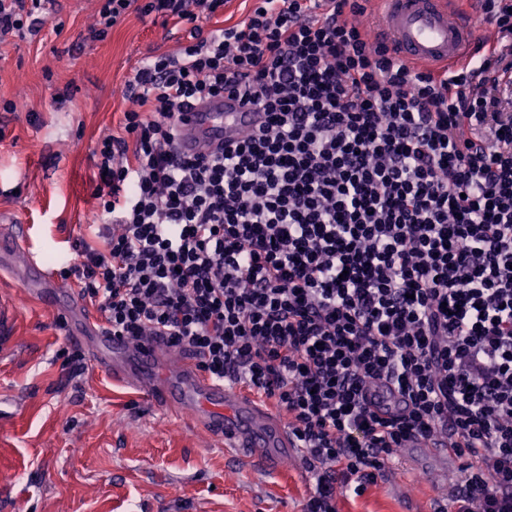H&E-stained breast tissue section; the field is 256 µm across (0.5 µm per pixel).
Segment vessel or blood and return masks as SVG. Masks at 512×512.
<instances>
[{"instance_id": "1", "label": "vessel or blood", "mask_w": 512, "mask_h": 512, "mask_svg": "<svg viewBox=\"0 0 512 512\" xmlns=\"http://www.w3.org/2000/svg\"><path fill=\"white\" fill-rule=\"evenodd\" d=\"M482 0H373L374 34L407 65L439 70L474 60L478 47L491 36H478ZM266 116L239 95L227 94L197 102L179 121L178 150L189 157H207L235 142L247 129H259ZM26 261L20 277L28 295L53 304L56 275L29 249L23 225L0 234V269L16 256ZM68 334L97 368L124 385L142 392L172 412L187 414L210 436L223 440L226 452L260 471L275 468L299 449L286 422L257 396L213 380L196 358H172L160 340L136 347L127 338L111 335L96 316L69 298L64 309ZM371 408L398 412V393L384 386L368 392Z\"/></svg>"}]
</instances>
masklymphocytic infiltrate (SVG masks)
<instances>
[{
	"instance_id": "lymphocytic-infiltrate-1",
	"label": "lymphocytic infiltrate",
	"mask_w": 512,
	"mask_h": 512,
	"mask_svg": "<svg viewBox=\"0 0 512 512\" xmlns=\"http://www.w3.org/2000/svg\"><path fill=\"white\" fill-rule=\"evenodd\" d=\"M50 0H0V37ZM100 0L179 30L126 84L96 150L92 240L75 276L107 329L165 337L285 417L339 512L415 434L463 464L455 512H512V0H483L473 65L409 67L357 22L364 0ZM241 94L265 125L207 158L175 147L185 105ZM383 382L404 408L371 410ZM242 0H228L224 5V12L218 13L209 23L210 28H222L224 24L240 22L246 17V10ZM226 20V21H225Z\"/></svg>"
}]
</instances>
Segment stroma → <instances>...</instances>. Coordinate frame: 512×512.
I'll use <instances>...</instances> for the list:
<instances>
[{
	"label": "stroma",
	"mask_w": 512,
	"mask_h": 512,
	"mask_svg": "<svg viewBox=\"0 0 512 512\" xmlns=\"http://www.w3.org/2000/svg\"><path fill=\"white\" fill-rule=\"evenodd\" d=\"M96 0H60L35 36L0 42V213L61 268L96 207L93 151L129 104L123 87L155 49L176 51L167 26L130 15L88 38ZM14 354L0 357V506L5 512H303L314 484L286 460L262 473L224 444L122 386L82 357L60 312L0 277ZM339 512H428L459 472L456 457L418 454Z\"/></svg>",
	"instance_id": "1"
}]
</instances>
